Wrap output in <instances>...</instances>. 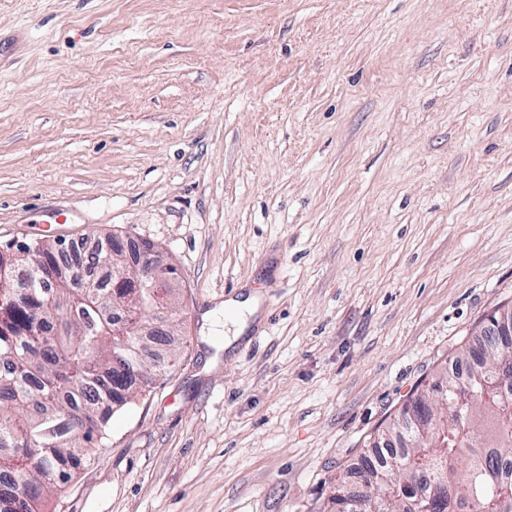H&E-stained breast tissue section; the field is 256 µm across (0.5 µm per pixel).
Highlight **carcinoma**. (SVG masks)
I'll return each instance as SVG.
<instances>
[{"label": "carcinoma", "instance_id": "cac0c4a2", "mask_svg": "<svg viewBox=\"0 0 512 512\" xmlns=\"http://www.w3.org/2000/svg\"><path fill=\"white\" fill-rule=\"evenodd\" d=\"M28 261L58 266L56 250L37 247ZM112 289L74 288L62 275L49 288L20 270L14 285L0 287V460L23 458L26 467L0 466V512H38V502L63 488L86 450L102 438L107 412L131 400L173 365L169 347L143 355L145 336L112 335ZM469 375L466 403L448 396V413L418 448H370L363 475L390 474L371 487L372 503L385 512H407L392 493L414 473L411 457L433 450L429 481L415 496L430 512H512V385L487 398L483 385L494 364L512 359L495 348Z\"/></svg>", "mask_w": 512, "mask_h": 512}]
</instances>
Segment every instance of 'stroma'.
I'll list each match as a JSON object with an SVG mask.
<instances>
[{
  "mask_svg": "<svg viewBox=\"0 0 512 512\" xmlns=\"http://www.w3.org/2000/svg\"><path fill=\"white\" fill-rule=\"evenodd\" d=\"M109 235L181 354L41 512H320L512 304V0H0V248Z\"/></svg>",
  "mask_w": 512,
  "mask_h": 512,
  "instance_id": "obj_1",
  "label": "stroma"
}]
</instances>
